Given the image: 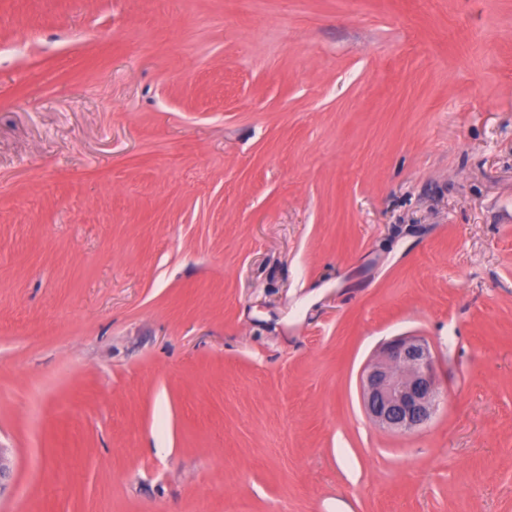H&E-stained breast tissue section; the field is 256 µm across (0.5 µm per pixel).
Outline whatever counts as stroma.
I'll return each instance as SVG.
<instances>
[{"mask_svg": "<svg viewBox=\"0 0 512 512\" xmlns=\"http://www.w3.org/2000/svg\"><path fill=\"white\" fill-rule=\"evenodd\" d=\"M0 447V512H512V0H0ZM361 393L364 410L376 425L398 433L425 427L442 399L428 342L419 336L387 342L366 366Z\"/></svg>", "mask_w": 512, "mask_h": 512, "instance_id": "stroma-1", "label": "stroma"}]
</instances>
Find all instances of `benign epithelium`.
<instances>
[{
	"label": "benign epithelium",
	"instance_id": "7a95c632",
	"mask_svg": "<svg viewBox=\"0 0 512 512\" xmlns=\"http://www.w3.org/2000/svg\"><path fill=\"white\" fill-rule=\"evenodd\" d=\"M361 393L364 410L376 425L398 433L425 427L442 399L428 342L419 336L387 342L366 366Z\"/></svg>",
	"mask_w": 512,
	"mask_h": 512
}]
</instances>
